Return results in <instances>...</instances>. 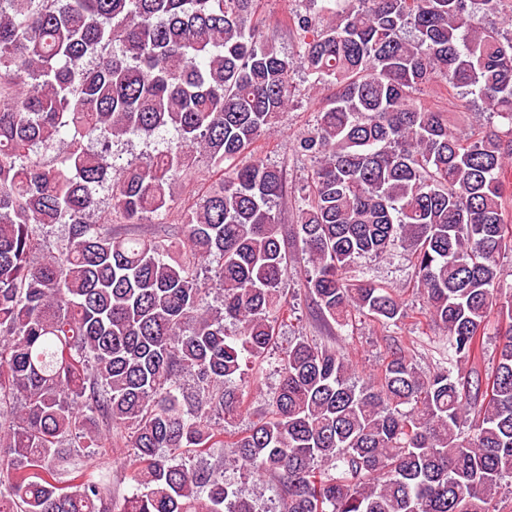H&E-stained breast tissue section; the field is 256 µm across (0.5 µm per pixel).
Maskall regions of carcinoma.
I'll return each mask as SVG.
<instances>
[{"instance_id":"1","label":"carcinoma","mask_w":512,"mask_h":512,"mask_svg":"<svg viewBox=\"0 0 512 512\" xmlns=\"http://www.w3.org/2000/svg\"><path fill=\"white\" fill-rule=\"evenodd\" d=\"M259 2L0 0V512H265L230 469L276 479L278 512H501L512 496V30L482 23L504 0H320L295 14L296 58L252 27ZM298 67L335 88L297 142L304 288L340 327L396 323L399 296L348 272L406 252L438 358L424 372L396 349L359 381L343 348L299 336L265 415L232 433L288 312L283 171L236 159L294 103ZM436 75L507 131L458 137L418 97ZM167 127L112 177L109 144ZM198 154L222 177L176 233H112L114 215L164 216ZM102 192L112 211L91 224ZM493 314L508 329L486 368ZM114 435L120 498L84 463Z\"/></svg>"}]
</instances>
